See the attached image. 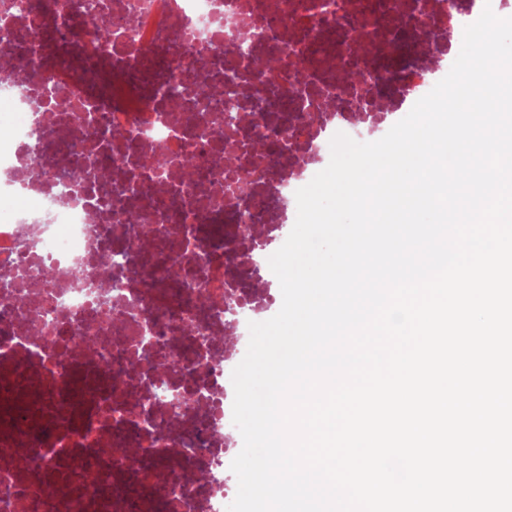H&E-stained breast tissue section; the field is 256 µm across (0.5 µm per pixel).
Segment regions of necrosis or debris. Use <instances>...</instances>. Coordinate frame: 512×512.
<instances>
[{
	"instance_id": "obj_1",
	"label": "necrosis or debris",
	"mask_w": 512,
	"mask_h": 512,
	"mask_svg": "<svg viewBox=\"0 0 512 512\" xmlns=\"http://www.w3.org/2000/svg\"><path fill=\"white\" fill-rule=\"evenodd\" d=\"M58 2L46 18L0 0V512H57L50 485L67 512H226L231 375L277 301L249 260H268L335 133L369 138L362 113L396 115L447 75L478 0ZM272 54L287 70L258 67ZM26 64L39 81L19 83ZM157 147L165 166L144 161Z\"/></svg>"
}]
</instances>
